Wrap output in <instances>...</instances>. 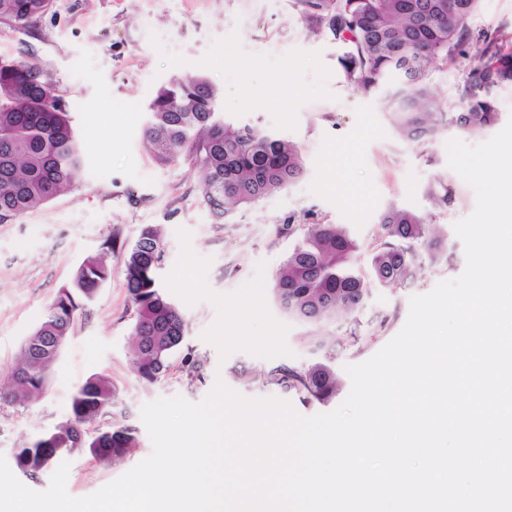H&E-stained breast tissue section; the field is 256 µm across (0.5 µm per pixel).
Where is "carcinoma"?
<instances>
[{
    "label": "carcinoma",
    "instance_id": "carcinoma-1",
    "mask_svg": "<svg viewBox=\"0 0 512 512\" xmlns=\"http://www.w3.org/2000/svg\"><path fill=\"white\" fill-rule=\"evenodd\" d=\"M480 0H296L313 31L351 45L341 58L345 80L372 93L388 89L386 103L400 135L425 143L448 126L487 130L498 120L493 91L512 84V49L483 41L473 54L457 99L436 92L426 81L439 62L467 54L468 22ZM51 0H0V19L16 29L44 14ZM221 92L204 76L176 77L161 87L148 107L143 133L146 151L160 163L185 162L198 175L204 203L227 216L235 206L254 203L300 177L297 145L250 125L224 120ZM84 153L69 112L58 103L36 67L0 57V224L60 196L79 180ZM358 245L344 224H310L279 268L271 289L288 317L307 325L336 327L338 351L361 350L382 337L392 318L378 313L363 322L360 311L375 286H404L423 261H448V238L421 217L398 206L378 219L377 243L368 271L357 265ZM86 257L62 287L43 321L21 344L0 402L24 404L45 391L50 367L58 359L78 315L112 272L108 253ZM164 260L159 228L147 225L124 252L125 287L131 302V363L140 380L152 385L168 372L182 348L185 320L162 292L156 271ZM249 380L297 395L304 404H328L342 387L333 366L316 361L279 364ZM117 386L90 375L72 398L69 415L47 439L15 454L17 467L37 476L60 453L87 451L117 463L133 448V428L112 420ZM97 424L90 433L87 426Z\"/></svg>",
    "mask_w": 512,
    "mask_h": 512
}]
</instances>
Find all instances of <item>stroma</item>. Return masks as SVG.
Segmentation results:
<instances>
[{
	"label": "stroma",
	"instance_id": "obj_1",
	"mask_svg": "<svg viewBox=\"0 0 512 512\" xmlns=\"http://www.w3.org/2000/svg\"><path fill=\"white\" fill-rule=\"evenodd\" d=\"M473 37L512 42V0H481L469 22ZM347 44L303 22L295 0H53L29 28L0 20V56L37 66L69 112L84 147L78 184L48 204L0 224V383L6 382L26 336L44 318L76 266L111 241L112 275L74 323L42 397L32 404L0 403V455L14 464L16 449L64 420L71 399L92 374L112 378L113 411L131 426L137 448L104 465L84 452L70 462L67 491L90 495L152 452L141 421L143 404L180 396L202 400L216 381L251 398L289 401L303 416L333 411L305 404L285 390L247 382L276 364L316 359L308 328L274 304L276 272L311 224H345L367 266L379 214L396 204L440 225L452 246L447 264L423 267L406 287L374 288L363 311L394 315L388 331L404 326L412 296L465 269L457 221L475 208L473 189L447 163L446 144L491 139L512 119V86L496 89L495 129L443 131L426 143L395 132L383 100L348 85L339 59ZM200 73L221 91L227 121L249 124L295 143L304 173L290 186L221 218L204 203L187 164H161L142 146L147 105L172 77ZM459 197L450 207L431 198L440 184ZM146 224L163 228L158 272L165 295L182 311L181 360L153 385H144L128 360L132 309L124 281V250ZM241 321L243 336L219 332ZM269 333L258 348L252 334Z\"/></svg>",
	"mask_w": 512,
	"mask_h": 512
}]
</instances>
